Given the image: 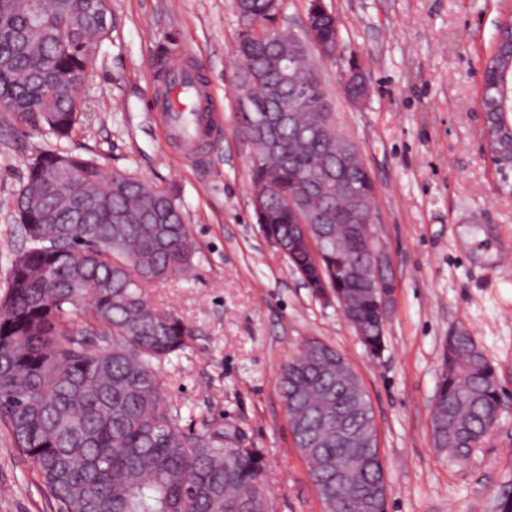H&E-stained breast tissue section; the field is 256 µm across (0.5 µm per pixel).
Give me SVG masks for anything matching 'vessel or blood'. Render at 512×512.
<instances>
[{"instance_id":"1","label":"vessel or blood","mask_w":512,"mask_h":512,"mask_svg":"<svg viewBox=\"0 0 512 512\" xmlns=\"http://www.w3.org/2000/svg\"><path fill=\"white\" fill-rule=\"evenodd\" d=\"M164 65L167 89L156 101L159 119L168 135L186 145L185 157L193 161L213 130L211 91L199 79L186 53L167 55Z\"/></svg>"}]
</instances>
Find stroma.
Returning a JSON list of instances; mask_svg holds the SVG:
<instances>
[{
	"label": "stroma",
	"instance_id": "stroma-1",
	"mask_svg": "<svg viewBox=\"0 0 512 512\" xmlns=\"http://www.w3.org/2000/svg\"><path fill=\"white\" fill-rule=\"evenodd\" d=\"M339 23L335 58L318 61L338 134L359 148L374 184L372 228L395 285L386 348L366 352L337 304L323 303L269 246L254 218L251 145L236 118L233 0H109L95 44L87 108L68 141L0 115V298L22 243L13 200L43 150L97 161L176 199L196 242L186 279L148 289L193 339L161 377L172 404L205 414L259 448L275 512H323L296 448L280 388L284 363L321 339L353 365L371 402L390 487L388 512H497L512 495V194L482 149V62L512 0H323ZM189 52L219 108V136L189 164L164 136L149 92L155 54ZM371 87L352 103L342 76ZM467 328L494 367L498 420L469 463L435 448L431 407L448 332ZM0 423V512H58Z\"/></svg>",
	"mask_w": 512,
	"mask_h": 512
}]
</instances>
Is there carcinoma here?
Segmentation results:
<instances>
[{
  "label": "carcinoma",
  "instance_id": "cac0c4a2",
  "mask_svg": "<svg viewBox=\"0 0 512 512\" xmlns=\"http://www.w3.org/2000/svg\"><path fill=\"white\" fill-rule=\"evenodd\" d=\"M310 0L318 40L334 45L338 22ZM101 0H0V112L24 123H41L56 140L70 137L89 76L91 45L108 34L96 18ZM250 29L239 33L238 52L249 78L261 80L263 104L272 112L288 106L293 89L307 104L293 125L281 126L276 145L251 135V187L272 198L254 205L264 232L288 241L294 223L289 206L299 184L334 166L336 127L308 129V113L330 107L308 44L266 37L278 10L273 0H235ZM288 54V77L274 59ZM494 48L485 61L481 101L489 123L512 125V111L495 109L502 80ZM69 161L70 178L52 181L58 157ZM89 201L84 224H47L49 213H69L77 199ZM27 246L11 264L6 299L0 302V421L32 463L62 512H273L267 498V467L257 448H224L228 433L201 416H188L167 399L162 365L193 340L183 319L157 309L146 288L184 274L197 248L176 200L147 182L116 173L103 181L91 159L48 150L34 158L13 202ZM129 220L120 223L118 216ZM336 257L358 259L362 240L346 224H322ZM288 263L309 288L317 287L312 254L289 249ZM345 315L367 353L386 344L374 290L361 282L339 289ZM83 317L84 327L73 319ZM345 358L333 346L309 340L281 372L282 396L294 436L322 504L339 501L338 512H387L388 497L366 507L368 486L383 476L377 449L336 440V412L349 416L352 431H368L354 411L367 397ZM499 407L494 368L471 334L448 333L442 374L434 398L431 431L436 448L465 465L473 445L493 425ZM345 468L339 486L326 477L329 463Z\"/></svg>",
  "mask_w": 512,
  "mask_h": 512
}]
</instances>
